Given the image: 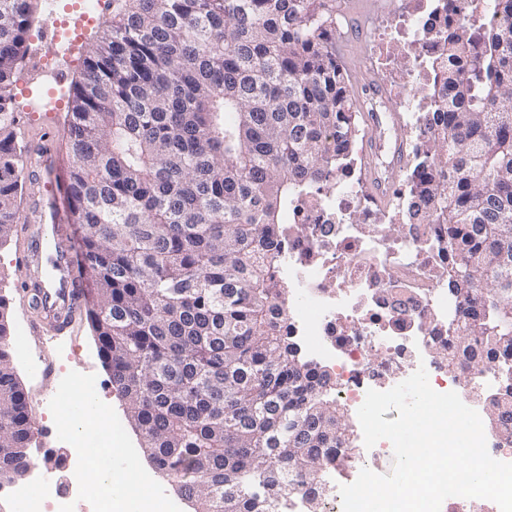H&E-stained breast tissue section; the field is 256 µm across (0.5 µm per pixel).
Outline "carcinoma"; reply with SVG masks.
Instances as JSON below:
<instances>
[{"instance_id":"1","label":"carcinoma","mask_w":512,"mask_h":512,"mask_svg":"<svg viewBox=\"0 0 512 512\" xmlns=\"http://www.w3.org/2000/svg\"><path fill=\"white\" fill-rule=\"evenodd\" d=\"M36 2L0 0V242L27 231L38 179L11 94ZM336 3L110 0L71 89L63 223L84 296L63 324L85 316L144 453L195 512H286L274 499L296 495L319 512L328 463L349 458L336 380L301 354L277 277L289 200L358 140ZM486 7L499 19L440 38L443 111L416 162L456 255L450 372L512 359V0ZM488 409L512 421L511 382ZM32 436L0 348V479L25 477Z\"/></svg>"}]
</instances>
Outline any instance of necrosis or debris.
<instances>
[{
	"instance_id": "obj_1",
	"label": "necrosis or debris",
	"mask_w": 512,
	"mask_h": 512,
	"mask_svg": "<svg viewBox=\"0 0 512 512\" xmlns=\"http://www.w3.org/2000/svg\"><path fill=\"white\" fill-rule=\"evenodd\" d=\"M483 7V0H402L398 11L378 10L365 46L379 83L366 104L399 113L402 134L377 137L368 156H344L288 208L281 272L299 296L288 325L313 362L333 371L339 400L355 410L367 390H389L421 367L435 391L456 392L479 412L503 388L494 362L449 373L440 354L454 313L448 233L424 220L417 174L398 180L389 172L395 154L413 160L428 152V123L440 109L430 96L439 37ZM367 169L380 180L381 197L364 188ZM54 468L38 463L34 484L11 488V496L25 499L28 512H73L80 489L49 483L45 474Z\"/></svg>"
}]
</instances>
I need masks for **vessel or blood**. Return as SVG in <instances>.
I'll return each mask as SVG.
<instances>
[{
  "label": "vessel or blood",
  "mask_w": 512,
  "mask_h": 512,
  "mask_svg": "<svg viewBox=\"0 0 512 512\" xmlns=\"http://www.w3.org/2000/svg\"><path fill=\"white\" fill-rule=\"evenodd\" d=\"M60 207L57 192L43 184L30 213L31 223L40 228L41 242L24 256L28 281L38 283L39 318L32 322L34 332L55 330L74 303L72 281L76 253L72 243L63 240L58 224Z\"/></svg>",
  "instance_id": "1"
}]
</instances>
